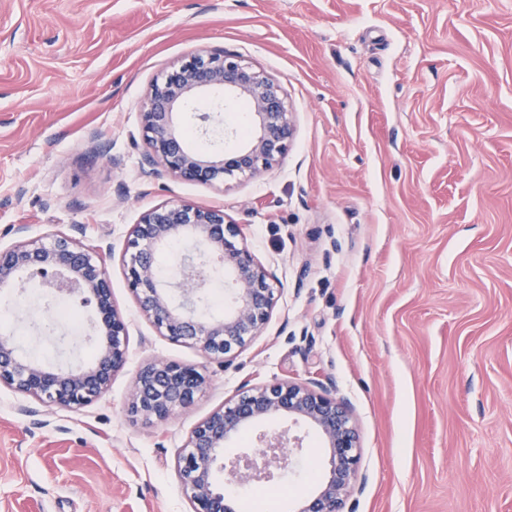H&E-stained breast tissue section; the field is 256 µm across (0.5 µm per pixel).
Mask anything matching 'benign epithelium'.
Masks as SVG:
<instances>
[{
    "label": "benign epithelium",
    "mask_w": 512,
    "mask_h": 512,
    "mask_svg": "<svg viewBox=\"0 0 512 512\" xmlns=\"http://www.w3.org/2000/svg\"><path fill=\"white\" fill-rule=\"evenodd\" d=\"M214 89L248 103L251 135L231 155L192 151L182 135L180 114L200 94ZM195 119L197 131L207 136L217 122V110H199ZM141 127L153 162L178 179L200 184L251 177L272 167L285 154L294 131L281 86L227 52L194 57L156 79L141 112ZM238 236L237 225L226 223L220 209L167 203L143 213L124 254L128 288L157 332L223 362L260 334L276 303L270 274ZM174 243L197 252L181 260L178 301L172 284L163 281L157 269L158 253ZM217 267L224 269L225 277L224 315L219 317L204 311L202 293V284ZM22 274L38 277L47 291L78 296L93 305L95 355L87 363L48 367L21 356L13 339L3 334L0 385L63 409L101 399L126 362L128 331L97 251L65 233L0 247V289L17 287ZM205 389L206 378L197 366L155 360L138 372L124 411L133 421L163 422L192 406ZM283 417L316 432L326 451L325 472L313 493L299 502L298 512H342L358 481V436L347 403L317 378L246 384L196 424L176 462L191 512H237L229 487L271 480L290 467L303 438L285 432L262 434V448L255 453L244 451L224 460V447L233 437Z\"/></svg>",
    "instance_id": "obj_1"
}]
</instances>
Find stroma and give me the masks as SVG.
Instances as JSON below:
<instances>
[{
  "label": "stroma",
  "instance_id": "35a3bbf8",
  "mask_svg": "<svg viewBox=\"0 0 512 512\" xmlns=\"http://www.w3.org/2000/svg\"><path fill=\"white\" fill-rule=\"evenodd\" d=\"M243 56L283 89L272 168L202 185L154 169L143 102L174 64ZM223 209L278 292L229 364L158 335L123 254L144 211ZM63 232L97 249L128 328L106 395L62 409L0 386V512H190L176 454L244 383L314 375L353 410L348 512H512V0H0V244ZM0 323L42 363L90 361L41 334L37 281ZM163 359L208 378L163 423L123 414ZM281 481L294 512L313 430Z\"/></svg>",
  "mask_w": 512,
  "mask_h": 512
}]
</instances>
